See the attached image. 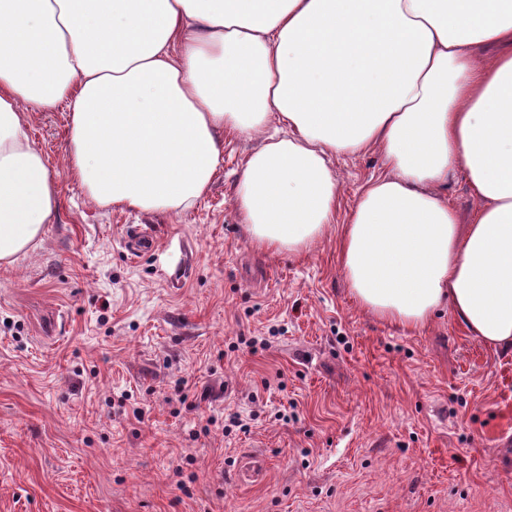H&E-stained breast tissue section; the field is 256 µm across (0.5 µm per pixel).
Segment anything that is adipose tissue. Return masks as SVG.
<instances>
[{
  "label": "adipose tissue",
  "instance_id": "ef3b65f1",
  "mask_svg": "<svg viewBox=\"0 0 512 512\" xmlns=\"http://www.w3.org/2000/svg\"><path fill=\"white\" fill-rule=\"evenodd\" d=\"M61 103L97 206L185 211L224 129L262 137L235 189L253 245L302 255L338 228L366 312L417 329L447 307L512 351V0H0V267L57 208L27 112ZM370 149L384 172L335 225L332 159ZM456 172L482 202L466 224Z\"/></svg>",
  "mask_w": 512,
  "mask_h": 512
}]
</instances>
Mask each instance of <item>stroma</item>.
Here are the masks:
<instances>
[{"label": "stroma", "instance_id": "1", "mask_svg": "<svg viewBox=\"0 0 512 512\" xmlns=\"http://www.w3.org/2000/svg\"><path fill=\"white\" fill-rule=\"evenodd\" d=\"M68 125L30 114L59 206L0 267V512H512V352L450 309L404 330L348 291L336 227L377 152L336 156V227L291 256L234 203L257 140L222 133L207 195L142 213L88 202ZM134 224L157 237L136 261Z\"/></svg>", "mask_w": 512, "mask_h": 512}]
</instances>
